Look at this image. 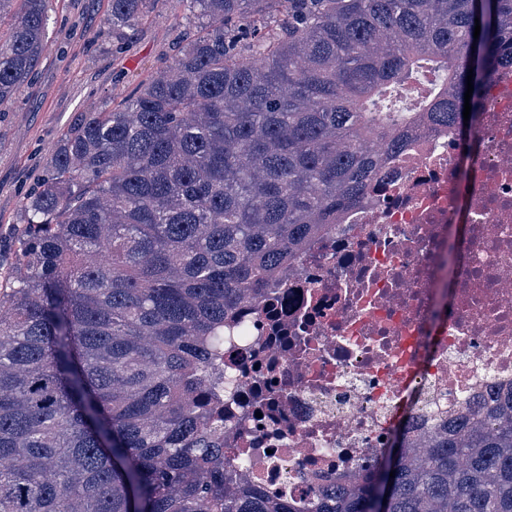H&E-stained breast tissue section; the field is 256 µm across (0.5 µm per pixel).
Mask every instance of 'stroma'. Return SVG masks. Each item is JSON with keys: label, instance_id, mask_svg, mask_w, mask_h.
<instances>
[{"label": "stroma", "instance_id": "stroma-1", "mask_svg": "<svg viewBox=\"0 0 512 512\" xmlns=\"http://www.w3.org/2000/svg\"><path fill=\"white\" fill-rule=\"evenodd\" d=\"M110 0H49L48 39L37 71L0 105V263L9 264L21 199L61 133L85 107L129 95L167 62L191 27L159 5L121 51L112 49Z\"/></svg>", "mask_w": 512, "mask_h": 512}]
</instances>
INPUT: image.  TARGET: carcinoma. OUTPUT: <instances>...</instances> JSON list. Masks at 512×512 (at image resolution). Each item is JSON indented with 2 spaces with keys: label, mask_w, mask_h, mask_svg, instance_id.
I'll return each mask as SVG.
<instances>
[{
  "label": "carcinoma",
  "mask_w": 512,
  "mask_h": 512,
  "mask_svg": "<svg viewBox=\"0 0 512 512\" xmlns=\"http://www.w3.org/2000/svg\"><path fill=\"white\" fill-rule=\"evenodd\" d=\"M15 1L0 105L47 31L46 0L0 12ZM486 2L476 39V0H111L120 45L158 4L195 34L80 113L21 202L0 278V512H291L224 465V323L367 198L409 130L461 131L471 72L482 106L512 62V0ZM424 61L445 85L382 111ZM319 512H512V396L400 434L390 467L379 453Z\"/></svg>",
  "instance_id": "carcinoma-1"
}]
</instances>
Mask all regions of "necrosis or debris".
<instances>
[{
	"label": "necrosis or debris",
	"instance_id": "1",
	"mask_svg": "<svg viewBox=\"0 0 512 512\" xmlns=\"http://www.w3.org/2000/svg\"><path fill=\"white\" fill-rule=\"evenodd\" d=\"M458 185L452 130L413 135L368 200L224 325L227 461L318 512L394 428L436 433L512 389V66Z\"/></svg>",
	"mask_w": 512,
	"mask_h": 512
}]
</instances>
